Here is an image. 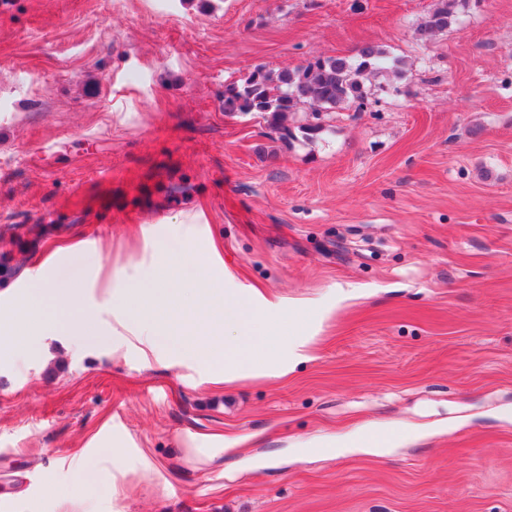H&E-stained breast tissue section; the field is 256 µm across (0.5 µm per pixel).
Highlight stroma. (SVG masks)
Segmentation results:
<instances>
[{"instance_id": "1", "label": "stroma", "mask_w": 512, "mask_h": 512, "mask_svg": "<svg viewBox=\"0 0 512 512\" xmlns=\"http://www.w3.org/2000/svg\"><path fill=\"white\" fill-rule=\"evenodd\" d=\"M0 0V234L29 229L13 293L61 242L113 274L193 224L211 278L300 312L312 360L227 388L117 337L0 364V512H57L70 466L120 439L99 512H512V0ZM403 60L313 139L224 115L254 67ZM410 428L389 453L302 459ZM237 447L196 470L180 439ZM467 0H436L418 26L421 40H427L439 32L445 31L457 20L458 7Z\"/></svg>"}]
</instances>
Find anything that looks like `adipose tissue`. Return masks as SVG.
<instances>
[{
  "label": "adipose tissue",
  "instance_id": "adipose-tissue-1",
  "mask_svg": "<svg viewBox=\"0 0 512 512\" xmlns=\"http://www.w3.org/2000/svg\"><path fill=\"white\" fill-rule=\"evenodd\" d=\"M192 256L188 252L164 254L157 264L151 287L137 285V273L116 280L95 267L87 279L112 302L111 320H97L82 311V288L65 287L55 265L37 294L17 297L8 308L0 309V354L18 359L34 337H43L41 353L53 359L56 347L51 337L61 336L62 347L78 349L89 341L106 342L117 331L129 333L141 346L144 356H153L160 339L175 344L164 362L174 367L191 363L207 372L213 383L230 384L245 376L288 375L291 366L310 359L309 336L298 334L281 338L293 322V311L268 300L254 306L245 296L226 294L214 287L207 268H198L184 288L173 291L168 276ZM95 464L80 468L79 477L87 486L115 485L128 466L125 449L93 448Z\"/></svg>",
  "mask_w": 512,
  "mask_h": 512
}]
</instances>
